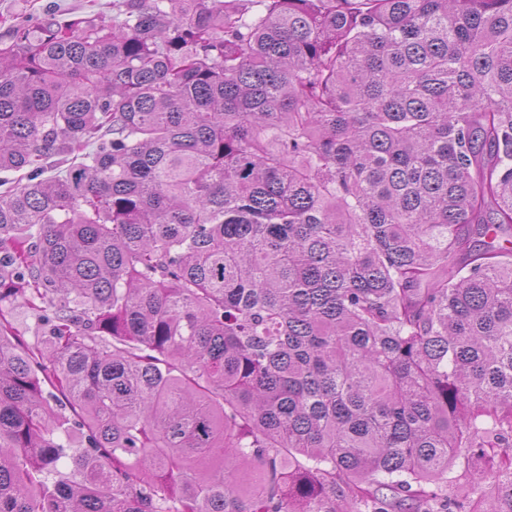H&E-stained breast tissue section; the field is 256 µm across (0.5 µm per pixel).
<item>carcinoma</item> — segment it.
Masks as SVG:
<instances>
[{
	"label": "carcinoma",
	"mask_w": 512,
	"mask_h": 512,
	"mask_svg": "<svg viewBox=\"0 0 512 512\" xmlns=\"http://www.w3.org/2000/svg\"><path fill=\"white\" fill-rule=\"evenodd\" d=\"M115 7L0 37V512H512V0ZM13 316L16 327L28 342H34L35 338L41 335V326L37 316L21 303H15Z\"/></svg>",
	"instance_id": "carcinoma-1"
}]
</instances>
